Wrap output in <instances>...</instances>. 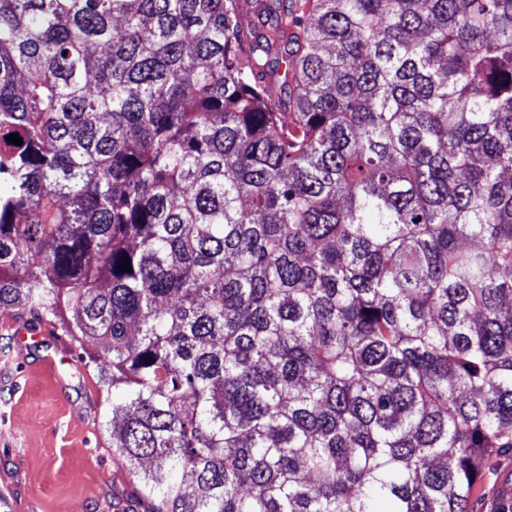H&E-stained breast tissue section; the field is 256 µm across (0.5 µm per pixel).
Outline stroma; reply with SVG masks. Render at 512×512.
<instances>
[{
    "label": "stroma",
    "mask_w": 512,
    "mask_h": 512,
    "mask_svg": "<svg viewBox=\"0 0 512 512\" xmlns=\"http://www.w3.org/2000/svg\"><path fill=\"white\" fill-rule=\"evenodd\" d=\"M56 371L44 373L46 359ZM84 367L67 336L0 329V493L21 512H116L121 465L103 425V400L82 386ZM512 451L485 458L472 512H500Z\"/></svg>",
    "instance_id": "35a3bbf8"
}]
</instances>
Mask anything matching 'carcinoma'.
I'll use <instances>...</instances> for the list:
<instances>
[{
    "mask_svg": "<svg viewBox=\"0 0 512 512\" xmlns=\"http://www.w3.org/2000/svg\"><path fill=\"white\" fill-rule=\"evenodd\" d=\"M1 305L97 344L142 512H470L512 0H0Z\"/></svg>",
    "mask_w": 512,
    "mask_h": 512,
    "instance_id": "cac0c4a2",
    "label": "carcinoma"
}]
</instances>
